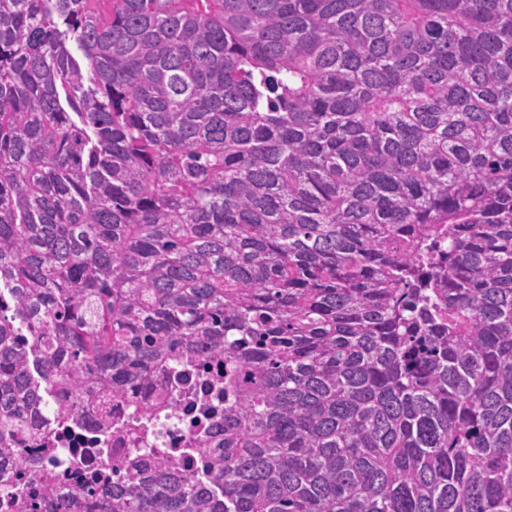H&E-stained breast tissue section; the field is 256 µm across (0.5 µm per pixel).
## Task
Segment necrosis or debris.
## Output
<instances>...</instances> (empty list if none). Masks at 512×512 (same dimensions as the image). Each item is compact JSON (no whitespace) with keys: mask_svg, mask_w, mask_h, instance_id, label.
Returning <instances> with one entry per match:
<instances>
[{"mask_svg":"<svg viewBox=\"0 0 512 512\" xmlns=\"http://www.w3.org/2000/svg\"><path fill=\"white\" fill-rule=\"evenodd\" d=\"M170 389L176 393L175 405L158 410L159 392ZM60 399L77 403V412L67 420L49 422L37 439L23 441L20 462L0 468V491H40L38 473L45 467L54 474L56 499L81 496L92 480L108 490L113 464L135 457L145 475H152L159 448L167 449L182 470L202 475L208 455L196 447V440L218 438L224 432V370L210 359L198 358L185 366L165 361L149 380L129 384L121 399L105 398L95 385L78 394L65 391ZM150 414L157 417L155 433L131 443L124 432L126 422Z\"/></svg>","mask_w":512,"mask_h":512,"instance_id":"1","label":"necrosis or debris"}]
</instances>
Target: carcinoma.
Listing matches in <instances>:
<instances>
[{"label":"carcinoma","mask_w":512,"mask_h":512,"mask_svg":"<svg viewBox=\"0 0 512 512\" xmlns=\"http://www.w3.org/2000/svg\"><path fill=\"white\" fill-rule=\"evenodd\" d=\"M1 289L0 462L224 364L86 512H512V0H0ZM172 388L175 405L157 412L158 393ZM60 400L78 401V411L67 420L50 421L36 440L17 447L23 462L2 467L0 490L41 492L38 473L46 465L54 474L52 502L81 496L95 475L101 476L94 479L99 490H111L112 464L132 456L150 477L157 460L154 448H166L182 470L198 476L207 472L208 448H196V439L224 438V370L212 359L196 358L185 367L166 360L149 380L129 384L121 399L107 400L98 386L86 385L80 395L67 390ZM104 411L106 422L101 421ZM150 414L158 417L156 434L152 430L133 445L124 432L126 422ZM42 448H50L47 459Z\"/></svg>","instance_id":"cac0c4a2"}]
</instances>
